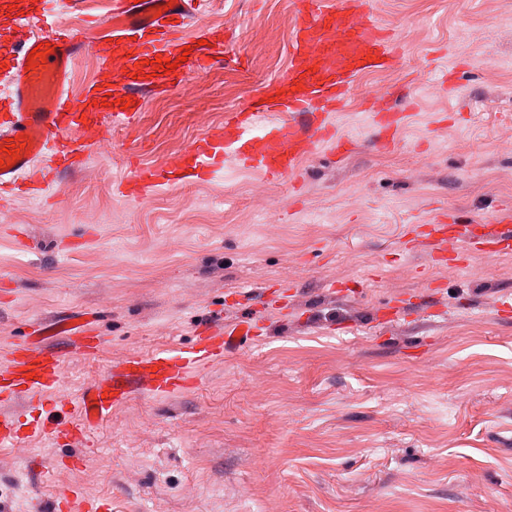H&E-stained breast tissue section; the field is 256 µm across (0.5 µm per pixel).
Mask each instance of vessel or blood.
I'll return each instance as SVG.
<instances>
[{
    "label": "vessel or blood",
    "instance_id": "vessel-or-blood-1",
    "mask_svg": "<svg viewBox=\"0 0 512 512\" xmlns=\"http://www.w3.org/2000/svg\"><path fill=\"white\" fill-rule=\"evenodd\" d=\"M74 0H42L41 13L10 12L0 23V201L23 183L33 192L52 193L46 163L70 170L81 166L91 145L102 139L105 125L130 124L141 111L146 94L179 85L186 73L202 71L214 60L218 41H209L197 55L184 56L186 27L202 16L207 0H114L111 15L91 28L86 41H75L60 22ZM291 63L268 98L254 110L225 113L224 131L192 146L174 161L138 169L134 180L117 191L140 203L176 170L213 177L233 156L240 167L267 179L294 176L301 162L325 146L344 151L351 139L338 134L328 109L345 100L353 81L366 71L395 62L394 35L375 19L371 0H298L290 37ZM49 45L45 58H31L38 44ZM118 66L117 75L93 81L82 96L70 90L73 65L84 52ZM178 60L166 71L165 60ZM372 127L381 134L403 126L402 112L370 110ZM22 148L8 162L9 139ZM414 250L428 251L436 264L460 257L465 247L478 246L486 256L512 251V209L499 211L482 229L459 216L426 225L410 240ZM251 323L234 328L209 323L191 345L149 354H128L80 397L62 389L64 355L60 343L79 354L101 346L95 317L77 313L58 321L38 323L30 336L9 349L0 362V446L21 438L18 415L7 408L17 402L37 411L31 434L57 442L83 444L87 432L113 407L133 394H167L193 388L200 366L222 361L226 352L248 344ZM54 512H101L102 506L77 490L64 491Z\"/></svg>",
    "mask_w": 512,
    "mask_h": 512
}]
</instances>
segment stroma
I'll return each instance as SVG.
<instances>
[{
	"label": "stroma",
	"instance_id": "35a3bbf8",
	"mask_svg": "<svg viewBox=\"0 0 512 512\" xmlns=\"http://www.w3.org/2000/svg\"><path fill=\"white\" fill-rule=\"evenodd\" d=\"M372 3L397 61L334 113L358 140L345 158L320 149L274 182L228 157L145 203L116 192L131 156L184 152L288 68L295 0H210L227 56L109 129L59 202H9L0 358L37 320L97 313L99 351L65 365L76 396L201 324L260 334L195 389L113 408L82 447H0V512H50L69 487L112 512H512V252L443 270L407 249L440 212L483 224L512 205V0ZM367 99L407 115L388 147ZM76 454L88 466L63 467Z\"/></svg>",
	"mask_w": 512,
	"mask_h": 512
}]
</instances>
